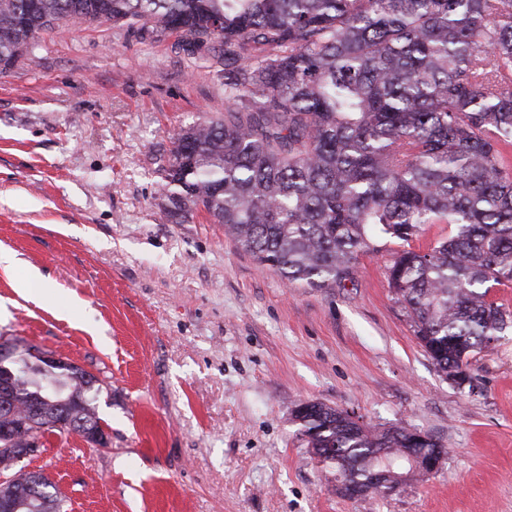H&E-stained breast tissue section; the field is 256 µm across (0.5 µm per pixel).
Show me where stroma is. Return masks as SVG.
Instances as JSON below:
<instances>
[{
	"label": "stroma",
	"instance_id": "35a3bbf8",
	"mask_svg": "<svg viewBox=\"0 0 512 512\" xmlns=\"http://www.w3.org/2000/svg\"><path fill=\"white\" fill-rule=\"evenodd\" d=\"M177 40L63 21L0 74V336L97 376L108 437L49 435L21 468L66 512H512L511 333L459 388L389 285L398 242L377 239L346 287L305 288L221 225L166 218L175 134L224 111L223 66ZM311 400L449 453L423 482L347 499L290 419Z\"/></svg>",
	"mask_w": 512,
	"mask_h": 512
}]
</instances>
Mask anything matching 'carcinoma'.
I'll use <instances>...</instances> for the list:
<instances>
[{
  "instance_id": "carcinoma-1",
  "label": "carcinoma",
  "mask_w": 512,
  "mask_h": 512,
  "mask_svg": "<svg viewBox=\"0 0 512 512\" xmlns=\"http://www.w3.org/2000/svg\"><path fill=\"white\" fill-rule=\"evenodd\" d=\"M72 20L178 32L187 50L219 48L224 115L180 130L159 170L162 208L182 224L202 214L289 284L333 288L356 278L378 238L402 248L388 279L437 370L470 367L512 312L491 290L512 283V0H0V72L41 33ZM429 224L448 238L416 247ZM97 379L51 372L29 354L11 393L17 421L0 448L96 426ZM310 448L352 480L382 452L405 482L420 443L404 425H358L325 406L302 417ZM39 498L24 512H62L31 473Z\"/></svg>"
}]
</instances>
